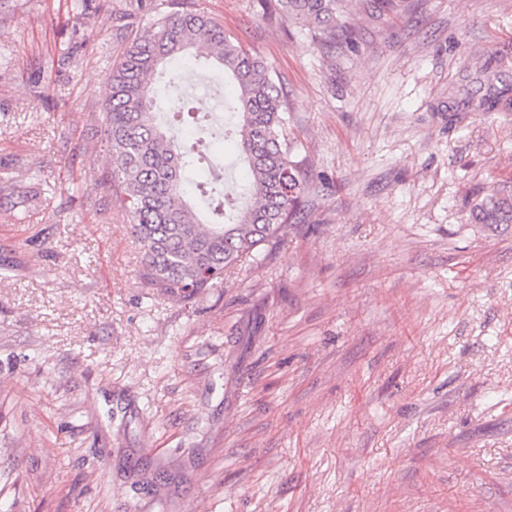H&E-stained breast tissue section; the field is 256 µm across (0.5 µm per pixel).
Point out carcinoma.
<instances>
[{
    "label": "carcinoma",
    "instance_id": "obj_1",
    "mask_svg": "<svg viewBox=\"0 0 512 512\" xmlns=\"http://www.w3.org/2000/svg\"><path fill=\"white\" fill-rule=\"evenodd\" d=\"M344 0H275L286 18L308 23L321 39H336ZM159 15L112 69V92L101 126L112 157L94 185L116 189L130 214L145 284L190 303L224 280V272L277 242L302 206L307 176L285 134L286 101L271 69L234 42L216 21L178 6ZM205 49L218 82L232 81L224 111L235 118L224 137L236 138L246 181L242 195L217 188L205 196L210 222L185 196L186 169L198 143L166 135L156 121L157 89L149 82L168 59ZM478 224H512V194L492 191L473 206Z\"/></svg>",
    "mask_w": 512,
    "mask_h": 512
}]
</instances>
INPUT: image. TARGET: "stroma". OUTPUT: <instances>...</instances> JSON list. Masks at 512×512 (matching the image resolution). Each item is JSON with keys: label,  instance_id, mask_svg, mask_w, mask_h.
Returning <instances> with one entry per match:
<instances>
[{"label": "stroma", "instance_id": "stroma-1", "mask_svg": "<svg viewBox=\"0 0 512 512\" xmlns=\"http://www.w3.org/2000/svg\"><path fill=\"white\" fill-rule=\"evenodd\" d=\"M167 0H0V512H512V0H345L329 48L187 0L267 62L308 176L186 304L94 179ZM472 212L477 224H512V194L491 191L473 206Z\"/></svg>", "mask_w": 512, "mask_h": 512}]
</instances>
